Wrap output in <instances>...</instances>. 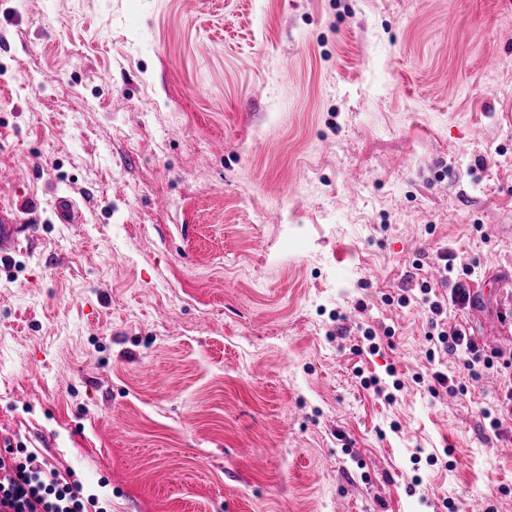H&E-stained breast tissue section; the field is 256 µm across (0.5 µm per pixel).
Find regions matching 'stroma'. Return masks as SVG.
Returning <instances> with one entry per match:
<instances>
[{
	"label": "stroma",
	"instance_id": "stroma-1",
	"mask_svg": "<svg viewBox=\"0 0 512 512\" xmlns=\"http://www.w3.org/2000/svg\"><path fill=\"white\" fill-rule=\"evenodd\" d=\"M0 208V439L104 512H512L418 290L512 356V0H0Z\"/></svg>",
	"mask_w": 512,
	"mask_h": 512
}]
</instances>
